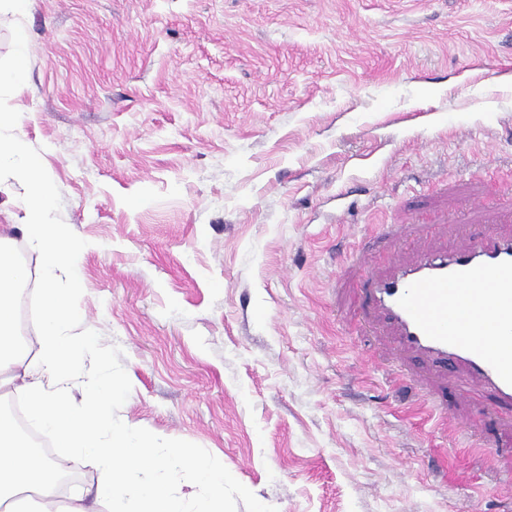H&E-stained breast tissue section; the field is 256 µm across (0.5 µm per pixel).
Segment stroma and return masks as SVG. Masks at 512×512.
<instances>
[{
	"mask_svg": "<svg viewBox=\"0 0 512 512\" xmlns=\"http://www.w3.org/2000/svg\"><path fill=\"white\" fill-rule=\"evenodd\" d=\"M20 25L0 111L80 244L114 419L226 473L224 512H512V412L399 350L364 291L512 232V0H33L0 13L2 66ZM23 194L0 225L35 325ZM16 63L10 67H0V91L3 86L22 88L27 81L25 59L28 54L29 38L23 28H17L14 37Z\"/></svg>",
	"mask_w": 512,
	"mask_h": 512,
	"instance_id": "obj_1",
	"label": "stroma"
}]
</instances>
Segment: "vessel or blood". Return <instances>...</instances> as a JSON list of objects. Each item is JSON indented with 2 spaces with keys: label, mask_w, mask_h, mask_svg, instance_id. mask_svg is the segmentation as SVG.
I'll return each instance as SVG.
<instances>
[{
  "label": "vessel or blood",
  "mask_w": 512,
  "mask_h": 512,
  "mask_svg": "<svg viewBox=\"0 0 512 512\" xmlns=\"http://www.w3.org/2000/svg\"><path fill=\"white\" fill-rule=\"evenodd\" d=\"M398 345L479 379L512 408V234L487 228L452 250L419 253L367 282Z\"/></svg>",
  "instance_id": "obj_1"
}]
</instances>
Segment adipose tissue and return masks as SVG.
<instances>
[{"label":"adipose tissue","instance_id":"adipose-tissue-1","mask_svg":"<svg viewBox=\"0 0 512 512\" xmlns=\"http://www.w3.org/2000/svg\"><path fill=\"white\" fill-rule=\"evenodd\" d=\"M19 123V113H0V169H8L25 189V221L19 230L40 261L45 315L34 332L35 348L15 341L14 284L27 271L17 263L9 239L1 236L0 375L25 394L29 418L53 433L62 447L76 454L96 451L105 480L88 489L86 497L62 503L61 464L17 449L13 421L0 414V512H16L17 497L29 489L44 500L47 512H185L174 491L185 474L207 488L195 512H223L224 473L212 471L190 449L158 451L132 426L115 420L112 403L122 388L84 369L81 360L93 343L76 325L77 243L68 226L49 220L54 189L42 157L16 134Z\"/></svg>","mask_w":512,"mask_h":512}]
</instances>
